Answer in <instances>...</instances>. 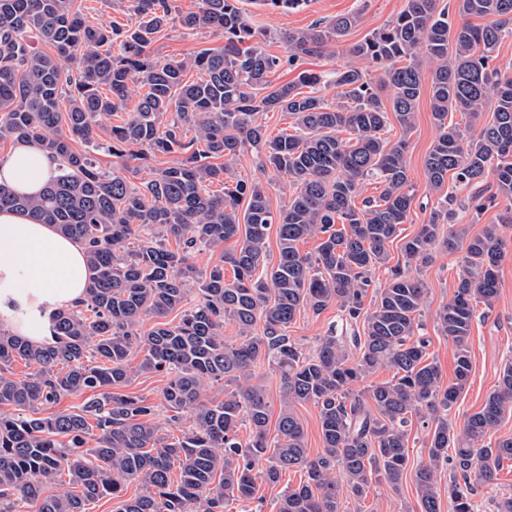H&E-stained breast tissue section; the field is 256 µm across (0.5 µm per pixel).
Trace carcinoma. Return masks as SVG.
<instances>
[{
    "instance_id": "1",
    "label": "carcinoma",
    "mask_w": 512,
    "mask_h": 512,
    "mask_svg": "<svg viewBox=\"0 0 512 512\" xmlns=\"http://www.w3.org/2000/svg\"><path fill=\"white\" fill-rule=\"evenodd\" d=\"M131 2L138 22L107 29L88 24L73 0H0V141L34 142L57 163L37 198L0 186V211L54 225L86 246L94 270L82 304L52 314L50 342L33 344L0 328V512H27L30 505L37 512H89L96 501L122 497L131 483L143 493L121 501L118 512H226L234 500L254 499L256 482L274 486L290 468L305 470L306 479L282 495L277 512H341L342 495L361 500L378 482L397 493L408 477L420 512H440L445 465L453 474V512H474V496L512 462V437L489 440L512 413V362L461 425L449 422L448 412L473 371L474 305L490 307L499 295L508 247L502 227L512 224V210L467 238L454 227L446 195L403 243L405 255L423 264L439 241L463 252L454 294L436 311L438 330L455 348L447 384L429 340L418 335L427 288L390 265L388 246L414 200L406 152L425 87L438 128L424 163L427 188L441 192L450 176L478 185L492 169L496 194L512 197V78L490 65L512 34V0H453L450 8L406 0L393 21L349 48L382 71L378 86L346 66L336 71L342 91L334 103L315 91V73L302 71L286 83L275 75L344 37L356 15L284 34L288 55L279 57L256 41L239 0H201L179 22L223 34L224 51L162 61L148 47L172 20L173 0ZM34 37L55 52L35 49ZM61 56L72 60L73 74L59 66ZM189 68L201 78L186 79ZM133 96L135 110L103 139L100 117L124 109ZM491 99L493 117L483 124ZM275 111L294 118L295 133L267 138L258 114ZM456 111L468 124L448 120ZM391 115L402 131L394 143L383 138ZM189 130L195 136L188 141ZM133 146L177 160L136 185L119 168L103 171L94 157L102 150L135 156ZM248 149L262 169L291 179L294 190L280 206L272 207L261 183L237 175L234 162ZM370 178L382 191L363 199ZM215 183L222 193L210 190ZM307 237L320 240L314 256L298 249ZM230 239L236 247L208 270L191 262L195 251ZM386 265V287L365 304L372 270ZM195 283L202 300L189 307ZM331 304L352 334L331 330L305 353L288 336L289 325L301 310L319 314ZM174 311L175 324L166 320ZM146 317L153 327L141 332ZM227 321L239 334L230 343ZM134 353L139 372L169 376L162 392L169 407L192 410L193 424L180 437L170 439L153 423L154 404L112 392L128 382ZM17 359L32 368L22 378L10 371ZM261 359L281 382L271 454L270 401L251 383ZM381 368L395 371L392 381L359 387ZM220 381L231 391L221 400L204 397L205 384ZM83 394L78 406L39 415ZM303 403L318 409L323 448L314 458L295 412ZM413 417L431 429L427 459L409 470ZM244 425L246 441L239 437ZM62 474L69 489L56 492L52 484Z\"/></svg>"
}]
</instances>
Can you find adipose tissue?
<instances>
[{
    "label": "adipose tissue",
    "mask_w": 512,
    "mask_h": 512,
    "mask_svg": "<svg viewBox=\"0 0 512 512\" xmlns=\"http://www.w3.org/2000/svg\"><path fill=\"white\" fill-rule=\"evenodd\" d=\"M55 174V162L33 143L17 145L0 160V186L32 197ZM92 276L80 243L28 215L0 212L1 328L48 342L49 314L81 302Z\"/></svg>",
    "instance_id": "1"
}]
</instances>
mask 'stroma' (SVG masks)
<instances>
[{
    "instance_id": "35a3bbf8",
    "label": "stroma",
    "mask_w": 512,
    "mask_h": 512,
    "mask_svg": "<svg viewBox=\"0 0 512 512\" xmlns=\"http://www.w3.org/2000/svg\"><path fill=\"white\" fill-rule=\"evenodd\" d=\"M80 5L85 19L94 25H131L135 22L130 0H75ZM250 22L257 32L259 44L268 53L283 56L287 47L281 39L282 33L307 28L327 21L336 15L348 12L359 13L360 18L340 40L328 43L320 54L303 57L301 68L316 73L332 74L338 69L356 63L367 72L370 80H377L379 72L367 61H353L349 46L363 40L372 32L383 28L404 8L405 0H308L296 9L270 11L260 6L257 0H243ZM222 35L210 29L194 31L183 29L179 22L170 23L156 34L149 50L160 59H190L205 50H221ZM436 125L432 118L428 99H421L416 110L415 127L410 134L407 163L414 184L415 198L406 224L400 236L389 245L391 264H406L402 251L404 239L412 237L421 224L427 223L430 206L427 199L425 158L436 137ZM238 174L250 181L261 182L273 203H280L288 196L291 185L287 177L279 176L259 167L253 153H244L235 162ZM446 190L456 197V222L465 228L468 235L479 234L483 227L497 223L500 214L512 209V200L499 196L487 201L482 211L473 208L474 187L461 188L456 182H448ZM462 269V254L445 247H435L431 263L418 269V276L425 282L428 293L423 306L420 333L430 341L429 351L438 363L444 380H451L454 371L455 348L437 329L435 311L452 297ZM346 323L336 306H329L321 314L306 310L297 315L288 329V334L305 351H313L320 336L336 329L345 330ZM471 355L473 373L466 391L453 407L450 419L462 422L476 412L486 396L494 389L499 375L508 359L512 358V254L506 255L499 269V296L493 307L477 305L471 328ZM139 357H132V372L128 383L121 386L123 394L138 396L159 405L156 424L171 429V413L162 405V390L167 383L160 373L142 374L137 370ZM418 499L412 483H404L401 494H394L385 483L373 484L367 497L357 501L343 498L342 512H417Z\"/></svg>"
}]
</instances>
